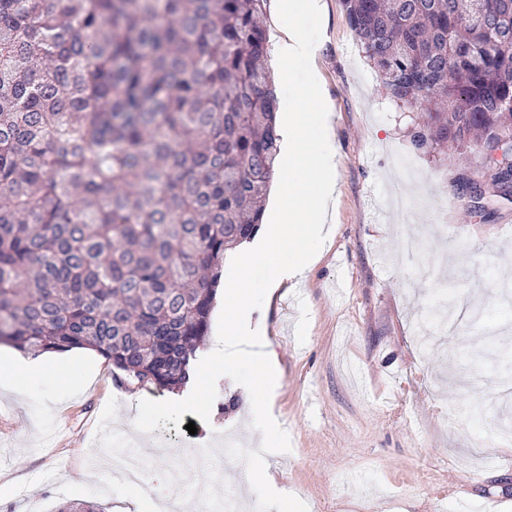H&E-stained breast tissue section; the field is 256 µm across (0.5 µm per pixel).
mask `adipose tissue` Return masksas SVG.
Wrapping results in <instances>:
<instances>
[{"label": "adipose tissue", "instance_id": "1", "mask_svg": "<svg viewBox=\"0 0 512 512\" xmlns=\"http://www.w3.org/2000/svg\"><path fill=\"white\" fill-rule=\"evenodd\" d=\"M314 95L310 84L293 90L283 88L278 93L280 102L292 97L296 105L289 108L282 126L286 167L279 175L277 221L269 225L256 246L238 252L235 263L225 269L221 281L224 329L207 350L197 353L193 383L176 392L171 408L203 406L207 382L242 366L250 370L251 388L261 392L274 375L268 355L256 351L255 340L242 334L239 321L248 308L252 292L249 275L255 266L271 267V288L300 283L328 235L327 209L335 191L336 155L329 143L317 137L319 130H330L332 118L330 113L311 108ZM68 364V357L62 353L0 355V386L14 387L23 376L31 382L26 395L34 397L38 394L37 380L51 373L62 374Z\"/></svg>", "mask_w": 512, "mask_h": 512}]
</instances>
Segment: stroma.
I'll return each instance as SVG.
<instances>
[{"instance_id": "stroma-1", "label": "stroma", "mask_w": 512, "mask_h": 512, "mask_svg": "<svg viewBox=\"0 0 512 512\" xmlns=\"http://www.w3.org/2000/svg\"><path fill=\"white\" fill-rule=\"evenodd\" d=\"M291 26L310 39L288 67L291 85L319 80L333 114L336 204L332 232L302 283L267 295L255 268L250 327L267 337L279 384L260 413L247 411L246 370L211 384L206 408L167 416L141 405L171 393L128 383L100 354L68 377L48 378L37 399L0 389V512H56L88 501L133 512L138 489L116 484L96 445L99 430L136 435L163 465L152 487L181 479L191 456L236 444L262 485L236 489L239 512L288 496L292 512H512V395L486 401L512 349V296L500 257L512 255V197L476 201L457 180L456 160L417 151L410 119L387 97L349 27L342 0ZM409 177L416 224L432 237L398 250L384 198ZM195 423L196 434L186 426ZM276 439L257 448L255 432Z\"/></svg>"}]
</instances>
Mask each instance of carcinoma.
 I'll return each mask as SVG.
<instances>
[{
    "label": "carcinoma",
    "instance_id": "cac0c4a2",
    "mask_svg": "<svg viewBox=\"0 0 512 512\" xmlns=\"http://www.w3.org/2000/svg\"><path fill=\"white\" fill-rule=\"evenodd\" d=\"M342 2L416 150L512 138V0ZM266 5L0 0V344L186 384L275 177Z\"/></svg>",
    "mask_w": 512,
    "mask_h": 512
}]
</instances>
